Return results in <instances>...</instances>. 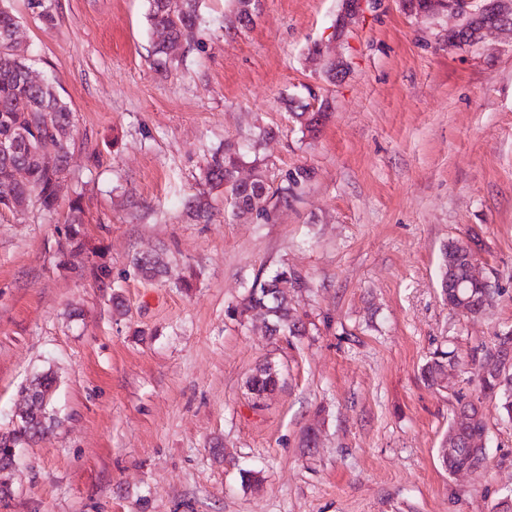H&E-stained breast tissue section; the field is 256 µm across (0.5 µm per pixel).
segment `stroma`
I'll return each instance as SVG.
<instances>
[{"label": "stroma", "instance_id": "stroma-1", "mask_svg": "<svg viewBox=\"0 0 512 512\" xmlns=\"http://www.w3.org/2000/svg\"><path fill=\"white\" fill-rule=\"evenodd\" d=\"M51 3L47 26L12 0L28 64L73 112L72 166L55 210L0 209V431L48 370L60 424L0 474V512H491L512 493V420L484 399L486 465L448 475L455 398L420 369L512 330V35L455 47L446 19L403 0H369L341 32V0H259L235 31L232 0H199L195 38L162 75L149 0ZM335 36L350 65L338 85L309 55ZM315 95L333 115L312 139L283 101ZM269 129L267 213L243 220L202 169ZM298 166L311 181L279 203ZM199 193L207 224L185 213ZM472 236L499 290L474 319L440 296L444 245ZM155 252L166 271L143 278L133 259ZM283 268L303 279L306 332L273 340L236 307ZM266 360L281 387L256 405L245 381ZM245 466L257 483L242 485ZM456 360L454 351L435 349L421 368V377L429 387H437L443 365Z\"/></svg>", "mask_w": 512, "mask_h": 512}]
</instances>
